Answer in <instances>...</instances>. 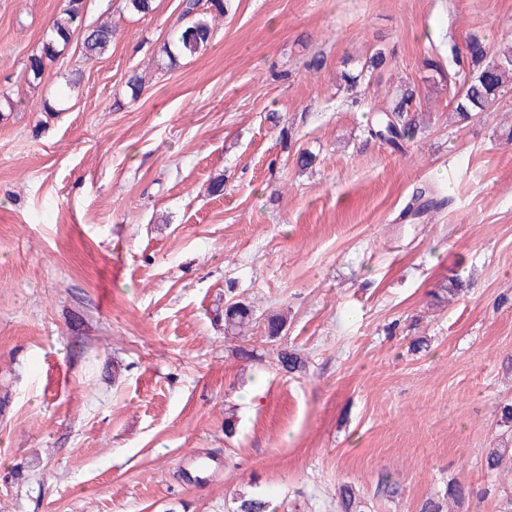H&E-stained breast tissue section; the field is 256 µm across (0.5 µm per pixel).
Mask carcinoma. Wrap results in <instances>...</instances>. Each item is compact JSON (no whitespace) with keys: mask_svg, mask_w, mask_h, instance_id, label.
Listing matches in <instances>:
<instances>
[{"mask_svg":"<svg viewBox=\"0 0 512 512\" xmlns=\"http://www.w3.org/2000/svg\"><path fill=\"white\" fill-rule=\"evenodd\" d=\"M82 0H67V4L53 19L41 47L28 57L27 79L41 82L47 64L54 61L69 45L74 31L81 23ZM224 0H182L181 12L175 22L171 39L163 44L159 54L162 65L172 69L182 58H190L200 53L209 44L213 35V22L224 16ZM116 29L109 21H103L86 29L83 51L89 57L101 56L112 45ZM454 66L448 68V88L455 101V112L459 120L465 121L486 111L496 100L498 92L512 75V49L503 53H492L478 37L469 39L466 45V60L461 63V52L451 49ZM494 66V76L488 81L484 70ZM413 91L402 94L396 105L387 112L381 122L369 129V135L383 139L395 146L410 140L417 134L415 120L409 117L412 112ZM429 188H421L413 195L411 202L403 210V215L415 214L429 205L442 206ZM250 309L241 302L224 303V332L233 333L249 320ZM278 365L290 373H300L305 369V361L286 349L279 352ZM341 512H361L353 488L346 485L341 491Z\"/></svg>","mask_w":512,"mask_h":512,"instance_id":"obj_1","label":"carcinoma"}]
</instances>
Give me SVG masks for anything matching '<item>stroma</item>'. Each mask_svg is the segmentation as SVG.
I'll list each match as a JSON object with an SVG mask.
<instances>
[{
    "instance_id": "35a3bbf8",
    "label": "stroma",
    "mask_w": 512,
    "mask_h": 512,
    "mask_svg": "<svg viewBox=\"0 0 512 512\" xmlns=\"http://www.w3.org/2000/svg\"><path fill=\"white\" fill-rule=\"evenodd\" d=\"M65 3L0 0V512H339L345 484L364 512H499L512 82L461 122L428 62L512 46V0H226L165 72L181 0H84L110 49L85 58L76 29L28 85ZM407 89L417 135L372 138ZM424 185L443 207L400 220ZM229 300L252 311L238 336Z\"/></svg>"
}]
</instances>
